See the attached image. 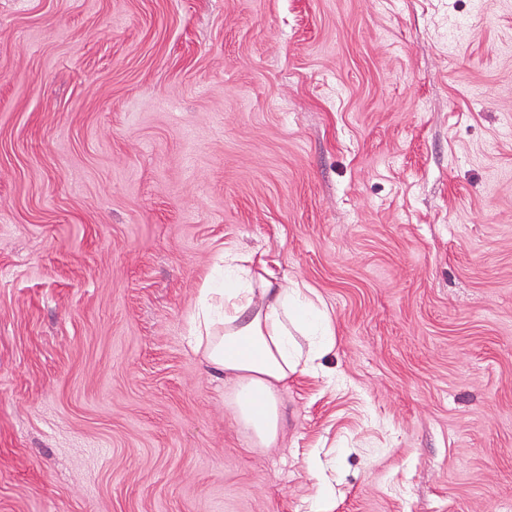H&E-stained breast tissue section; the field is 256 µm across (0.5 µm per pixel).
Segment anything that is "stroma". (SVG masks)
Here are the masks:
<instances>
[{
  "instance_id": "1",
  "label": "stroma",
  "mask_w": 512,
  "mask_h": 512,
  "mask_svg": "<svg viewBox=\"0 0 512 512\" xmlns=\"http://www.w3.org/2000/svg\"><path fill=\"white\" fill-rule=\"evenodd\" d=\"M231 244L336 328L270 449ZM320 503L512 512V0H0V512Z\"/></svg>"
}]
</instances>
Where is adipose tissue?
Returning a JSON list of instances; mask_svg holds the SVG:
<instances>
[{"mask_svg":"<svg viewBox=\"0 0 512 512\" xmlns=\"http://www.w3.org/2000/svg\"><path fill=\"white\" fill-rule=\"evenodd\" d=\"M222 279H206L188 339L232 389L235 421L253 446L275 447L288 380L316 370L336 347L331 315L299 283L274 276L264 256L226 247Z\"/></svg>","mask_w":512,"mask_h":512,"instance_id":"ef3b65f1","label":"adipose tissue"}]
</instances>
